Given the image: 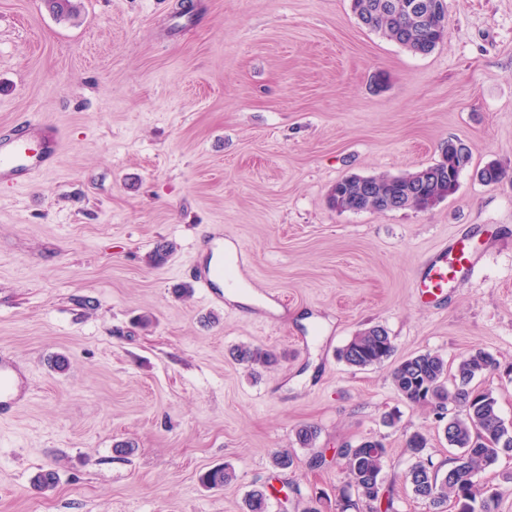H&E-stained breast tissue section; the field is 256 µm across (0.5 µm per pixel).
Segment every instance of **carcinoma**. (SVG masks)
<instances>
[{
  "label": "carcinoma",
  "instance_id": "obj_1",
  "mask_svg": "<svg viewBox=\"0 0 512 512\" xmlns=\"http://www.w3.org/2000/svg\"><path fill=\"white\" fill-rule=\"evenodd\" d=\"M48 10L60 18L78 15L77 0H44ZM407 0H351V9L365 27L380 32L387 39L416 55L431 53L447 36L444 0H417L421 12L406 13ZM471 155L461 143L448 142L441 159L425 168L398 176H350L337 181L328 195L329 206L339 213L383 211L377 200L367 197L365 184L376 194L400 203L402 209L426 211L435 203L452 196L458 189L459 166L463 156ZM395 347L387 330L370 326L354 336L338 352L346 365L355 369L382 366L393 355ZM236 359L248 366H270L275 355L261 347L239 345ZM500 368L493 354L476 350L463 356L455 365L433 352L401 359L394 367L392 383L401 399L431 406L443 413L448 406L454 412L443 427L448 446L459 450L444 470L434 464L427 453L429 440L425 433L415 432L407 440V448L415 462L404 474L414 495L428 506V512H447L448 504H456V512H491L499 496L498 488L478 479L479 474L494 465L502 454L512 452V432L499 413L496 396L479 389L473 381ZM297 443L314 450L318 429L303 425L295 432ZM344 460L346 486L368 504L372 512H395L394 499L384 486L383 467L387 457L385 444L365 439L338 451ZM233 478L225 467L205 473L201 481L208 488L224 486ZM267 490L258 487L245 499V512H268Z\"/></svg>",
  "mask_w": 512,
  "mask_h": 512
}]
</instances>
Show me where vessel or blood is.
Listing matches in <instances>:
<instances>
[{"label":"vessel or blood","instance_id":"b4317fda","mask_svg":"<svg viewBox=\"0 0 512 512\" xmlns=\"http://www.w3.org/2000/svg\"><path fill=\"white\" fill-rule=\"evenodd\" d=\"M59 148L55 128L37 120H24L17 130L0 135V180L27 184L53 167ZM477 261L465 242H458L451 254L442 253L427 261L418 285L430 296H438L449 280L474 267ZM28 398L25 374L9 355L0 352V416L15 412Z\"/></svg>","mask_w":512,"mask_h":512}]
</instances>
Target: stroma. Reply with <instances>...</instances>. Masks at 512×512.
<instances>
[{
    "mask_svg": "<svg viewBox=\"0 0 512 512\" xmlns=\"http://www.w3.org/2000/svg\"><path fill=\"white\" fill-rule=\"evenodd\" d=\"M78 3L67 20L0 0V129L40 118L62 137L31 185L0 182V349L31 393L0 418V512H244L257 486L277 489L269 512H336L338 451L367 438L388 450L397 512H428L402 481L406 440L427 433L448 463L442 421L401 400L390 367L337 352L372 325L398 359L488 351L503 369L476 383L512 425V0H445L426 56L350 0ZM451 140L470 164L433 209L330 208L336 181L417 170ZM490 164L504 176L488 185ZM460 236L477 267L422 297L423 264ZM208 239L242 258L239 283L181 295ZM160 243L174 251L157 266ZM241 344L278 361L250 370ZM216 466L233 480L203 487ZM43 469L54 488L33 487Z\"/></svg>",
    "mask_w": 512,
    "mask_h": 512,
    "instance_id": "obj_1",
    "label": "stroma"
}]
</instances>
